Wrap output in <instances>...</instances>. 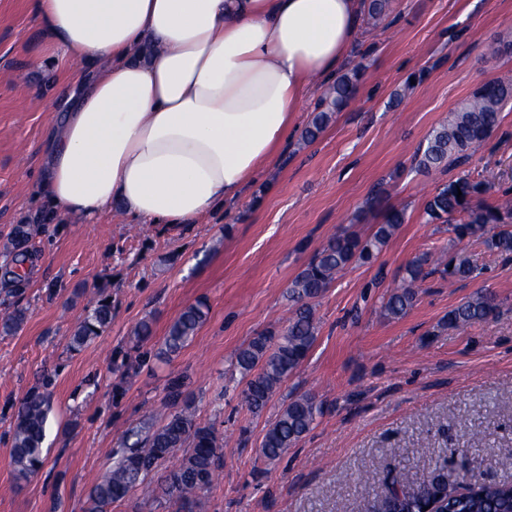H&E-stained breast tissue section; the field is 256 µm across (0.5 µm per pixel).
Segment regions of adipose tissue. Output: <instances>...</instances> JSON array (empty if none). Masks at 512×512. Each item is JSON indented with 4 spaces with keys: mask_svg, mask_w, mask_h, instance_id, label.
Wrapping results in <instances>:
<instances>
[{
    "mask_svg": "<svg viewBox=\"0 0 512 512\" xmlns=\"http://www.w3.org/2000/svg\"><path fill=\"white\" fill-rule=\"evenodd\" d=\"M365 0H29L71 105L41 154L53 211L191 224L239 198L330 83Z\"/></svg>",
    "mask_w": 512,
    "mask_h": 512,
    "instance_id": "ef3b65f1",
    "label": "adipose tissue"
}]
</instances>
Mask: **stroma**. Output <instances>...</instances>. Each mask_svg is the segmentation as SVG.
Here are the masks:
<instances>
[{
    "instance_id": "1",
    "label": "stroma",
    "mask_w": 512,
    "mask_h": 512,
    "mask_svg": "<svg viewBox=\"0 0 512 512\" xmlns=\"http://www.w3.org/2000/svg\"><path fill=\"white\" fill-rule=\"evenodd\" d=\"M27 0H0V313L27 309L0 335V512H84L128 431L161 407L171 378L200 424L229 440L221 482L196 512H379L386 474L418 488L443 465L449 482L470 472L512 483V258L482 242L463 248L480 271L448 284L427 278L400 319L382 301L416 256L450 247L446 225L427 224L436 184L494 171L512 192V104L465 168L424 173L414 153L433 127L482 84L512 75V0H395L378 27L361 26L359 89L309 144L300 136L322 94L301 103L294 130L247 194L196 223L131 224L121 210L99 224L49 215L36 202L40 152L66 103L57 65L42 61ZM412 90H404L406 81ZM391 207L406 221L371 263L351 264L317 300L316 341L267 407L251 414L230 363L258 334L281 330L288 286L341 230L367 236ZM43 223L25 259L27 290L11 291L8 245L16 224ZM484 289L499 313L460 329L448 311ZM112 300V323L79 351L69 347L93 292ZM208 314L170 360L156 356L186 306ZM153 334H134L142 320ZM54 378L44 465L16 481L9 430L42 375ZM312 393L324 412L277 461L261 455L266 429L292 396Z\"/></svg>"
}]
</instances>
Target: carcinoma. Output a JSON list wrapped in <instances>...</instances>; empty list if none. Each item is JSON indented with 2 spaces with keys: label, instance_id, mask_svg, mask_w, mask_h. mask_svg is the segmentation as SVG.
Segmentation results:
<instances>
[{
  "label": "carcinoma",
  "instance_id": "cac0c4a2",
  "mask_svg": "<svg viewBox=\"0 0 512 512\" xmlns=\"http://www.w3.org/2000/svg\"><path fill=\"white\" fill-rule=\"evenodd\" d=\"M391 0H369L364 20L380 24ZM359 70L337 78L322 93L302 140L314 141L355 96ZM512 101V77L504 76L480 86L462 101L448 118L435 126L427 143L417 149L415 160L422 172L457 167L467 163L470 153L482 145L499 127L504 105ZM495 188L493 175L473 177L462 172L439 184L427 197L423 220L427 224H446L453 241H480L500 255L512 256V200L488 202ZM462 195H457V192ZM404 211L387 210L383 222L374 225L366 237L340 234L316 250L305 267L288 286L292 315L288 325L275 333L254 337L240 348L231 366L246 380L242 391L248 409L262 411L276 391L302 366L316 341L318 321L313 301L335 281L336 276L354 262L368 263L379 255L404 223ZM40 233L33 224H16L11 231L12 249L24 256V248ZM430 274L452 283L473 279L479 269L461 252L433 258L426 254L403 268L400 283L382 302L390 318H401L413 306L417 284ZM498 313L492 294L480 289L448 311L443 325L464 328L488 321ZM207 317L202 302L185 307L174 319L157 352L160 359L179 353L195 336ZM26 319V308L16 306L0 317V333L16 332ZM112 323V302L103 297L87 309L70 338V348L81 350ZM50 377L43 379L21 404L11 429V463L19 480L35 476L43 466L46 425L51 410ZM186 377L169 381L164 406L167 414L159 426L149 416L140 429L130 433L134 441L123 446L112 469L91 489L85 512H108V507L129 492L144 487L155 498L167 499L177 512H194L199 493L217 484L223 474L224 441L211 426L199 425L191 405L184 397ZM323 414V403L312 394H302L282 408L267 429L262 454L278 459L295 445ZM454 512H512V484L482 482L476 489L448 499Z\"/></svg>",
  "mask_w": 512,
  "mask_h": 512
}]
</instances>
